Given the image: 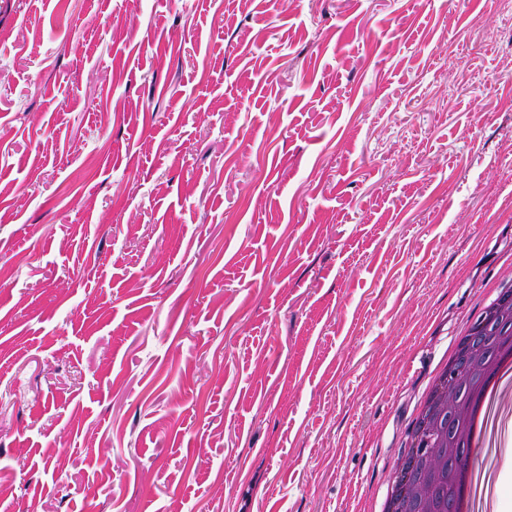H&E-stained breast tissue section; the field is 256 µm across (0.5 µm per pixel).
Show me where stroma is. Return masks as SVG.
<instances>
[{"label": "stroma", "instance_id": "obj_1", "mask_svg": "<svg viewBox=\"0 0 512 512\" xmlns=\"http://www.w3.org/2000/svg\"><path fill=\"white\" fill-rule=\"evenodd\" d=\"M511 69L499 0H0V512H380L512 284ZM474 326L475 325H473L468 332L464 333L463 336H460L452 354L441 365L432 385L431 393L443 383L449 381L451 372L456 367L455 373L458 378V383H447L445 386L437 389L434 394L432 415L437 419H443L444 425L447 424V422L449 425L454 420L458 410L460 389L463 384H466L474 378L477 368L484 358L485 348L482 341L483 336H478V338H475L470 343L467 356L458 363L461 356L462 344L473 334Z\"/></svg>", "mask_w": 512, "mask_h": 512}]
</instances>
